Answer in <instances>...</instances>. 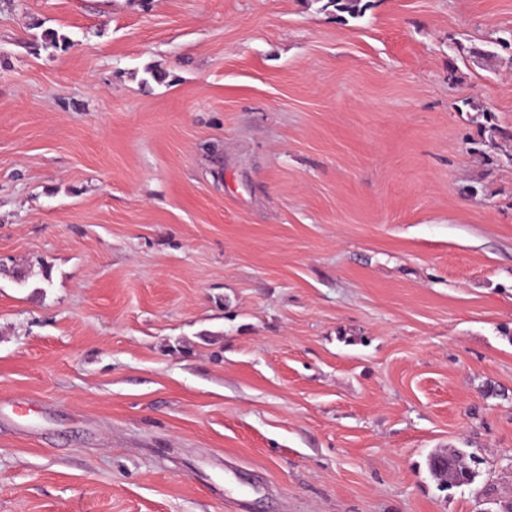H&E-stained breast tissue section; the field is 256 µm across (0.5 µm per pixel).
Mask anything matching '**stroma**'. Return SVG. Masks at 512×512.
Here are the masks:
<instances>
[{
    "label": "stroma",
    "mask_w": 512,
    "mask_h": 512,
    "mask_svg": "<svg viewBox=\"0 0 512 512\" xmlns=\"http://www.w3.org/2000/svg\"><path fill=\"white\" fill-rule=\"evenodd\" d=\"M511 34L512 0H0V512L512 497V140L472 121L512 129ZM442 457H448V465L440 467ZM472 459V454L459 450L448 451V454L435 452L428 458V469L444 490L468 486L474 483L478 475L471 467Z\"/></svg>",
    "instance_id": "stroma-1"
}]
</instances>
